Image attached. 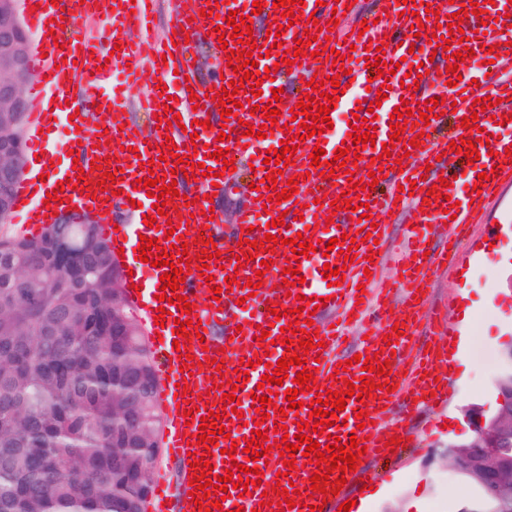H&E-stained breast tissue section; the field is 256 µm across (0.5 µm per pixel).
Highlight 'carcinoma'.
<instances>
[{"label": "carcinoma", "mask_w": 512, "mask_h": 512, "mask_svg": "<svg viewBox=\"0 0 512 512\" xmlns=\"http://www.w3.org/2000/svg\"><path fill=\"white\" fill-rule=\"evenodd\" d=\"M73 242H97L78 284L47 264L45 235L0 250V512H136L160 414L154 371L138 336L112 337V246L98 225L58 224ZM138 447L112 462V435Z\"/></svg>", "instance_id": "cac0c4a2"}]
</instances>
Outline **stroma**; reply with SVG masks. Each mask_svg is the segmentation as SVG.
I'll use <instances>...</instances> for the list:
<instances>
[{"label": "stroma", "instance_id": "stroma-1", "mask_svg": "<svg viewBox=\"0 0 512 512\" xmlns=\"http://www.w3.org/2000/svg\"><path fill=\"white\" fill-rule=\"evenodd\" d=\"M501 279L495 267L478 270L462 293L453 279L440 275V285L431 298L446 307L449 320H459L464 302L478 305L466 362L449 374L448 401L435 414L434 424L418 419L410 428V445L396 459L367 462L377 492L370 512H459L467 489L460 478L450 474L445 453L449 443L471 439L466 409L492 403L499 368L479 367L478 357H500L505 345L512 342V290L501 287Z\"/></svg>", "mask_w": 512, "mask_h": 512}]
</instances>
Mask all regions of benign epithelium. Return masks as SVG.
Segmentation results:
<instances>
[{"mask_svg": "<svg viewBox=\"0 0 512 512\" xmlns=\"http://www.w3.org/2000/svg\"><path fill=\"white\" fill-rule=\"evenodd\" d=\"M19 0H0V222L7 223L13 210L15 188L24 171V125L32 108L26 88L33 79L29 66L31 36L18 8ZM49 262L73 279L85 272L90 250L50 235ZM499 410L490 414L481 407L465 411L475 439L448 446V468H466L469 477L494 497L512 496V454L502 449L512 435V384L498 385Z\"/></svg>", "mask_w": 512, "mask_h": 512, "instance_id": "obj_1", "label": "benign epithelium"}]
</instances>
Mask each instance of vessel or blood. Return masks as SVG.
<instances>
[{
    "instance_id": "b4317fda",
    "label": "vessel or blood",
    "mask_w": 512,
    "mask_h": 512,
    "mask_svg": "<svg viewBox=\"0 0 512 512\" xmlns=\"http://www.w3.org/2000/svg\"><path fill=\"white\" fill-rule=\"evenodd\" d=\"M274 0H265L260 20L253 25L252 37L260 55L253 67L254 78L262 82V94L252 97L249 88H240L239 108L233 109L228 124L219 121L220 106L214 96L223 81L233 80V70L242 66L238 53L243 46L232 40L233 29L227 24L229 5L222 0H174L173 18L167 30L155 35L148 33L139 40L137 31L146 30L159 0H24L29 28L38 36L42 55L30 62L34 82L31 94L37 102L30 112L28 124L33 130L27 142L29 153L40 154L36 176L17 188L14 213L28 237L40 236L55 214L69 212L75 215H94L103 236L119 247L140 246L142 238L157 239L160 247L187 244V253H175L173 263L181 268L185 278L179 295L195 298L204 293L203 303L186 313L177 305H169V319L164 325H154L160 305L157 295L162 283L161 266L128 260L126 284L131 285L129 301L139 310L144 321L151 323L152 333L161 334L157 347L166 356L167 366L157 396L166 407L164 448L179 465L176 486H157L152 512H199L194 496L189 495L191 458L188 436L198 435L200 420L209 412L220 411L222 396L234 392L244 399L256 392L267 366L285 354L282 345V326L292 322L291 311L304 307L313 315L318 330L320 347L310 349L307 372L313 373L322 389L338 390L339 383L348 379L359 383L363 374L359 363H348L343 339L349 328H357L364 339L358 344L361 356H370L383 345L395 351L389 360L394 390L381 398L360 401L349 398L344 411L336 413V423L326 433L318 435L320 445H327L329 437L342 441L357 439L367 444L371 456L386 455L388 437H408L409 420L421 408L442 405L448 391V355L461 331L447 325L441 312L424 308L416 298L417 292H429L437 274L448 270L457 273L458 287L470 284L473 272L488 264L508 269L507 287L512 288V160L505 156L512 148V122H504V115L512 113V0H480L479 14L469 13L471 0H429L428 5H412L408 0H372V9L366 15L369 29H362L349 10L354 0H305L298 22L288 29L284 48L291 49L298 40H310L311 56L302 58L299 65L275 64L266 52L274 44L267 30L281 11ZM462 12L465 41L453 42L448 50H440L437 39L448 36V18ZM109 17L106 32L78 33L75 23L94 14ZM337 18V27H329L330 18ZM423 25L424 35H416L415 25ZM330 29L329 38H322L320 30ZM228 34V45H220V34ZM206 45L217 52L216 72L201 78L196 60L199 46ZM384 47L385 61L394 67L386 99L375 108L377 138L375 144L389 142L392 130L390 116L401 100H412L413 111L433 97L441 98L440 117L431 121L417 120L408 125L402 139L421 137L422 142L411 151L402 146L392 149L390 155L377 157L375 145H357L359 159L351 170L335 167V180L321 176L327 162L333 161L342 146L341 136L328 130L319 138L301 141L297 150L289 153L290 164L277 178L278 189H285L287 181L299 177L298 191L292 198L263 210L258 202L259 187L265 186L266 174L272 170L262 156L277 149L280 141L290 138L286 124L290 120L304 122V115H291L290 109L302 100L311 78L324 80L338 76L342 93L337 105L357 110L366 117V105L376 100L382 82L371 67L376 47ZM473 49L482 68L462 70V79L449 86L445 70L452 62V53L463 48ZM235 50L236 58H228V50ZM343 55L342 66H335V55ZM107 60L108 69L98 72L99 60ZM282 89L281 101H273L272 92ZM334 88L326 84L325 93ZM197 101H190V94ZM491 97L496 101L491 111L475 113L473 101ZM274 104L281 112L266 138H249L246 125H262V107ZM156 112L157 108H173L180 114L178 125L166 129L143 131L131 119L133 108ZM100 114V123H92L90 115ZM476 116L475 129L462 127L463 117ZM66 126L69 140L75 145L73 154L53 148L52 142L59 126ZM487 131L489 141L479 139L480 131ZM227 132V139H219V132ZM463 138L475 141L480 158L467 162L464 155L451 150L452 140ZM172 141L178 156H192L196 169H187L176 158H164L162 145ZM229 149L236 168L251 167L255 184L251 198L235 214L232 225H225L222 217L201 219L211 200L222 199L232 185V173L223 169L214 151ZM325 149V161L311 165L309 155L314 148ZM400 160V170H392L393 160ZM154 161L153 170L141 169V161ZM219 173V180L203 176V167ZM381 171L386 192L371 190L372 201L368 218L358 213L334 210L333 200L350 192L352 181L368 183L369 172ZM122 173L120 184H103L105 173ZM489 173L487 182H479V173ZM86 174L91 182L88 194H80L71 186L78 174ZM174 174L177 195H164L163 216H156L152 198L145 190L135 189L136 179L155 175ZM451 184L445 195L455 201V219H448L441 208L442 196L430 194L432 185L440 178ZM413 180V195H400L399 185ZM481 190H474V183ZM58 192V201L49 203V192ZM155 216L156 227H147L143 219ZM399 219L403 234L400 245H393L391 226L387 216ZM283 218L279 227H271L274 218ZM378 229L379 239L369 237L371 229ZM273 233L281 243L271 256L273 265L264 272L262 285L250 291L248 277L261 271L259 261L247 262L245 268L235 269L232 255L249 253V244L263 240L265 233ZM302 235L317 239L318 253L327 257L334 268H343L342 285H329L322 267L312 266L310 259L300 258V270L305 281L292 290H285L282 274L286 259L292 258V247L287 240ZM358 239L353 263H345L342 255L345 237ZM336 240V250H328V240ZM214 241L218 257L209 259L206 283L195 267L186 263L187 257H200V246ZM372 276H365V269ZM233 278L231 289H223L226 278ZM221 285L218 297H209L211 284ZM279 304L284 316L271 315V304ZM191 319L198 322L199 338L178 340L175 320ZM405 323L404 335L392 334L394 324ZM269 331L271 341L259 344L262 331ZM195 356L197 364L190 377H183L180 368L184 361L181 350ZM265 352L266 364L255 366L243 387L232 388L237 379L241 360L254 359ZM223 360L225 371H216L215 360ZM347 363L345 371H338L340 363ZM297 366H290L284 379L285 392L293 388ZM186 382L188 400L196 407L192 420H185L177 406L179 382ZM284 394L276 396L277 412L264 422L265 428L286 426L288 435L298 433V423L307 421L314 392L300 394L303 406L295 423L281 421L280 409L288 408ZM368 412L371 423L359 426L358 412ZM225 434L216 435L210 450V462L216 475H225L233 463L254 465L251 454L245 453V440L254 429L244 426L241 418L231 414L223 418ZM237 446L236 456H228L227 448ZM298 467L285 471L278 450H270L266 464L258 466L261 482L249 486L247 493L231 490L223 501L225 512H310V505L320 506L322 512H337L347 498L358 494L364 467L347 473V482L338 495L309 493V480L318 468L297 456ZM299 488L301 501L295 507L278 503L277 488Z\"/></svg>"
}]
</instances>
